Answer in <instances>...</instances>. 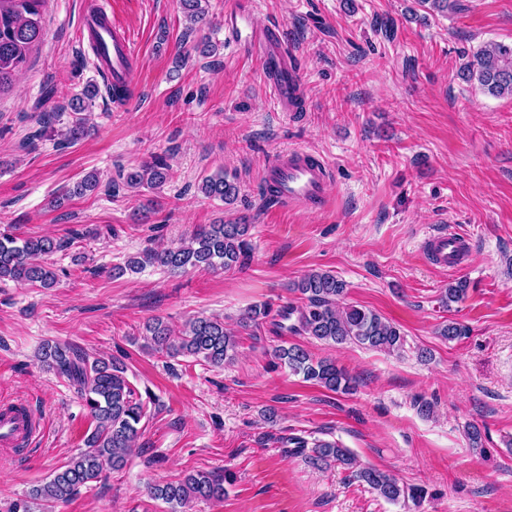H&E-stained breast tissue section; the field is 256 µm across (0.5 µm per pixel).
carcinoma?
I'll list each match as a JSON object with an SVG mask.
<instances>
[{
	"label": "carcinoma",
	"mask_w": 512,
	"mask_h": 512,
	"mask_svg": "<svg viewBox=\"0 0 512 512\" xmlns=\"http://www.w3.org/2000/svg\"><path fill=\"white\" fill-rule=\"evenodd\" d=\"M191 24L205 21L207 11L203 0H181ZM44 0H0V91L11 87L27 61L30 50L43 38L41 10ZM418 5L432 13L448 14L460 10L458 0H418ZM458 77L469 83L477 81L480 89L491 96H512V45L488 43L463 63ZM98 93L89 84L82 95L71 100V121L58 146L67 147L91 131L85 101ZM169 166L162 160L119 174V186L139 189L159 188L168 179ZM101 178L94 172L72 189L70 195L96 191ZM203 196L227 205L239 195L237 182L226 174L206 176L199 186ZM251 225L231 219L219 224L199 227L190 240L176 248L146 250L142 256L127 262V268L138 270L145 265H159L172 271H229L243 265L250 256L248 240ZM66 242L52 237L19 238L0 231V280L26 282L40 288H52L57 275L39 258L63 249ZM292 291L300 294L302 304L288 303L276 311L268 303L255 305L246 311L241 327L247 328L269 321L283 328L282 321L297 315L289 326L294 334L309 336L327 344L356 343L372 349L393 351L403 345V336L396 326L384 321L371 310L356 305H340L346 294L345 283L328 271H314L297 281ZM467 294V281L458 279L448 284L441 303L446 307L462 301ZM145 338L153 352L173 357L191 355L215 366L233 359L238 341L224 322L206 316L193 318L177 339L172 338L166 323L155 318L146 324ZM39 361L66 378L76 389L95 421L86 439V447L56 469L48 481L32 490L33 498L46 503L65 501L91 482L101 478L106 469L119 470L126 465L127 455L141 436L139 424L145 416L144 405L126 379V367L116 360L90 358L82 349L71 344L47 342L38 352ZM273 357L307 381H314L334 392L349 393L354 389L352 378L335 362L315 359L298 344L279 346ZM294 453L314 464L340 465L352 470L355 479L366 484L380 497L398 503L422 498V490L406 488L392 475L371 467H360L351 452L334 442L303 437L292 438ZM153 500H161L175 510L191 500H221L224 498V476L215 472L189 473L175 481H160L148 488Z\"/></svg>",
	"instance_id": "carcinoma-1"
}]
</instances>
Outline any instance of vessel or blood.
Returning a JSON list of instances; mask_svg holds the SVG:
<instances>
[{
    "instance_id": "1",
    "label": "vessel or blood",
    "mask_w": 512,
    "mask_h": 512,
    "mask_svg": "<svg viewBox=\"0 0 512 512\" xmlns=\"http://www.w3.org/2000/svg\"><path fill=\"white\" fill-rule=\"evenodd\" d=\"M224 38L239 46L260 66L266 86L281 111H292L303 97L297 57L283 40L276 25L256 24L249 13L231 4L224 10ZM79 44L93 53L97 71L108 75L113 84L126 92L135 88L137 46L130 32L113 22L105 0L96 10L84 15L76 32ZM330 165L303 149H293L273 158L263 172L264 182L276 190L280 207L327 206ZM470 243L456 231H444L429 236L424 250L435 265L456 272L461 270ZM43 425L41 415L31 406L0 403V455L19 459L27 455V446Z\"/></svg>"
}]
</instances>
